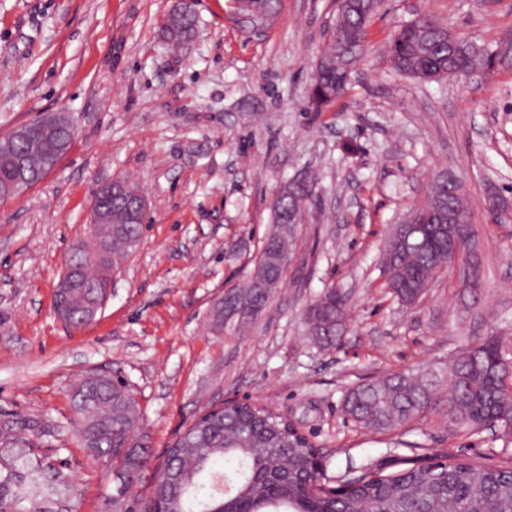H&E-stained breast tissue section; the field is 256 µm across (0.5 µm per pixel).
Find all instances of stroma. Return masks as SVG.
<instances>
[{
  "mask_svg": "<svg viewBox=\"0 0 512 512\" xmlns=\"http://www.w3.org/2000/svg\"><path fill=\"white\" fill-rule=\"evenodd\" d=\"M176 0H0V139L45 112L74 122L72 145L42 182L0 205V422H26L27 458L53 488L52 512H103L111 459L88 457L70 395L116 373L137 398L150 461L130 491L149 498L168 446L205 407L247 398L295 421L319 448L330 485L443 454L494 462L502 443L430 412L375 433L348 419L346 392L384 373L441 370L468 344L512 340V67L421 82L395 71L393 33L429 13L458 36L495 45L512 0H383L345 94L309 100L336 0H280L259 33L233 0H194L192 39L172 49L162 24ZM461 182L476 230L480 293L441 270L421 301L385 290V241L424 203L433 178ZM314 177L293 256L266 309L213 330L210 311L243 284L272 230L281 186ZM136 182L149 201L137 250L112 274L99 319L70 332L54 315L64 259L96 187ZM347 299L336 346L308 339L302 314L322 289Z\"/></svg>",
  "mask_w": 512,
  "mask_h": 512,
  "instance_id": "1",
  "label": "stroma"
}]
</instances>
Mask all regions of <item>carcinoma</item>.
<instances>
[{
  "instance_id": "obj_1",
  "label": "carcinoma",
  "mask_w": 512,
  "mask_h": 512,
  "mask_svg": "<svg viewBox=\"0 0 512 512\" xmlns=\"http://www.w3.org/2000/svg\"><path fill=\"white\" fill-rule=\"evenodd\" d=\"M381 0H343L334 23L333 40L315 65L314 99L324 108L346 91L347 76L360 60L368 42L367 23ZM427 24L405 25L394 36L389 55L399 72L422 81L457 74H490L512 65V43L485 47L450 32L434 16ZM196 25L191 5L181 3L168 15L166 39L180 44L190 40ZM39 142L36 149L15 134L0 140V180L14 177L16 155L27 152L26 187L45 176L46 159L56 144H69L71 134L43 139V119L23 126ZM125 191L108 200L112 223L99 225L104 246L97 252L89 244L68 259L80 267L84 286L72 290L67 307L73 312L71 328L92 324L87 303L91 290L103 289L109 268L132 254L140 242L143 223H133L140 190L128 180ZM310 196L303 184L285 185L273 208L274 228L266 238L261 259L248 280L225 297L211 314L212 327L239 324L256 316L279 287L291 257L301 205ZM418 212L446 215L471 213L460 190L440 193L430 188ZM436 224H398L383 253L386 288L401 303L413 305L425 294L434 275L448 266V248ZM304 322L312 341L330 348L348 326L345 297L334 288L324 289L305 309ZM448 393V425L480 433L501 431L500 439L512 443V344L487 336L455 356L448 370L385 374L351 388L344 398L348 417L364 428L387 433L434 409L438 395ZM71 404L83 421L81 445L93 457L110 456L119 463V480L130 490L149 461L148 437L139 431V414L133 393L104 374L81 380ZM14 427L3 424L4 451L20 461L29 481L16 479L11 469L0 477V512H33L27 507L49 493L38 483L41 464L25 459ZM318 450L298 427L255 403L218 405L190 422L170 448L167 463L174 477L162 475L151 491L143 512H512V466L468 465L437 455L425 466L390 474L365 471L333 488L320 483ZM229 463L223 471L219 460Z\"/></svg>"
}]
</instances>
